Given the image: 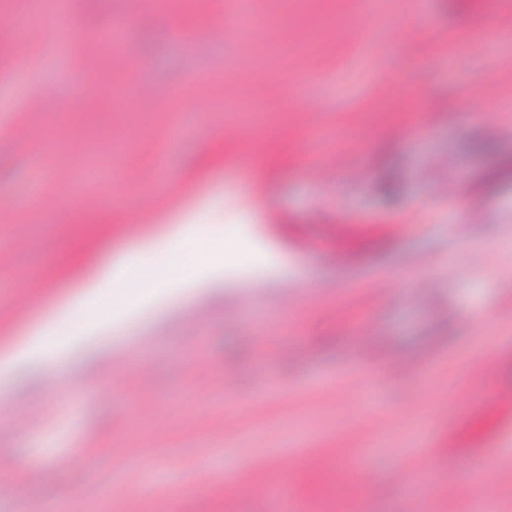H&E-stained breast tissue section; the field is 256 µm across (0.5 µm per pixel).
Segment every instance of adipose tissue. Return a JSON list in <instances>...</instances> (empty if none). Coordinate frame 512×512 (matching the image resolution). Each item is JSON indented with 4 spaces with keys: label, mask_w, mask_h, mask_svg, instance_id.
<instances>
[{
    "label": "adipose tissue",
    "mask_w": 512,
    "mask_h": 512,
    "mask_svg": "<svg viewBox=\"0 0 512 512\" xmlns=\"http://www.w3.org/2000/svg\"><path fill=\"white\" fill-rule=\"evenodd\" d=\"M226 250L224 227L220 224H180L167 237L147 241L127 250L105 274L68 302L67 308L70 313L76 314L99 307L108 297L113 280L119 277L136 279V298L130 301L123 317L107 320L96 317L84 323L75 336L76 342L97 338L105 330L117 328L123 318L133 316L141 303L163 299L168 289L190 288L200 278L204 261ZM159 251L171 257L167 269L163 271L153 265V255ZM44 358L49 359L55 373L65 372L66 366L60 358L49 357L41 334H32L11 354L0 358V388L11 383L19 365Z\"/></svg>",
    "instance_id": "obj_1"
}]
</instances>
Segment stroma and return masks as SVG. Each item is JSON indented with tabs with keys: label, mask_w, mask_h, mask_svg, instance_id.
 <instances>
[{
	"label": "stroma",
	"mask_w": 512,
	"mask_h": 512,
	"mask_svg": "<svg viewBox=\"0 0 512 512\" xmlns=\"http://www.w3.org/2000/svg\"><path fill=\"white\" fill-rule=\"evenodd\" d=\"M259 6L275 33L225 29L191 53L172 27H222L221 0H168L122 66L93 34L143 0H68L56 52L14 37L16 2L0 0V352L50 317L47 345L94 380L52 395L32 362L0 395L11 420L42 416L0 438V512H152L148 484L175 512L202 498L210 512H278L225 491L228 469L287 485L310 512H472L476 497L512 512V445L485 448L512 415V14L490 37L482 0H376L369 19L356 0ZM136 75L178 99L93 95ZM101 164L119 167L130 230L115 190L87 177ZM388 177L393 200L378 191ZM218 223L236 254L204 267L218 287L172 290L91 355L68 349L76 318L58 310L84 277L174 225ZM38 277L52 285L28 298ZM474 306L495 323L482 351ZM126 448L149 449L151 471ZM360 451L374 479L355 490L341 470Z\"/></svg>",
	"instance_id": "obj_1"
}]
</instances>
